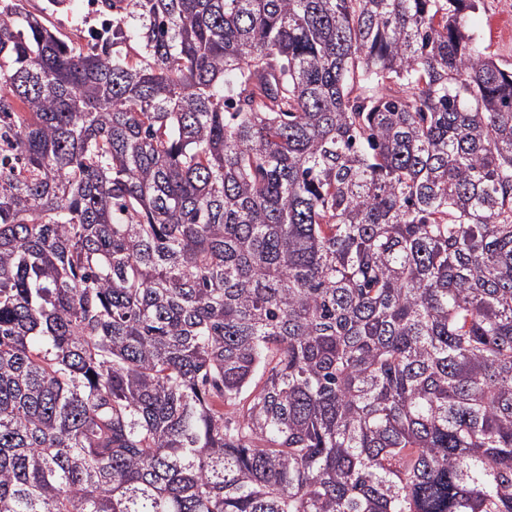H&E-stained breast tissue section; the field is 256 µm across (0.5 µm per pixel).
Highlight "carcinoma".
<instances>
[{
	"label": "carcinoma",
	"instance_id": "1",
	"mask_svg": "<svg viewBox=\"0 0 512 512\" xmlns=\"http://www.w3.org/2000/svg\"><path fill=\"white\" fill-rule=\"evenodd\" d=\"M26 2L0 512H512V70L479 0H94L120 17L74 38Z\"/></svg>",
	"mask_w": 512,
	"mask_h": 512
}]
</instances>
